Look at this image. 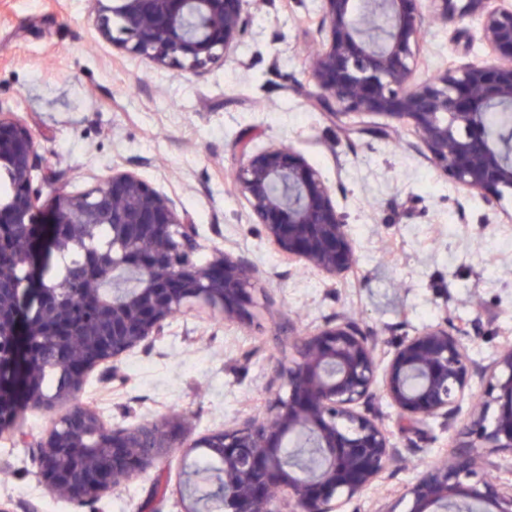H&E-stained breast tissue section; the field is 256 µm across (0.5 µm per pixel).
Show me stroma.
I'll use <instances>...</instances> for the list:
<instances>
[{
	"mask_svg": "<svg viewBox=\"0 0 512 512\" xmlns=\"http://www.w3.org/2000/svg\"><path fill=\"white\" fill-rule=\"evenodd\" d=\"M320 0H250V26L221 66L189 70L138 61L102 38L91 0H0V114L32 132L41 162L32 183L42 204L78 194L113 170L138 174L196 224V262L223 249L258 269L250 325L183 312L163 336L118 363L90 370L80 402L106 426H175L176 448L88 504L50 493L34 440L53 416L27 410L0 434V502L11 512H183L196 499L189 476L195 439L259 411L279 360L297 336L343 315L385 351L442 322L463 327L484 365L512 337V190L487 203L425 158L410 128L361 115L337 123L313 96L308 17ZM490 50L475 18L427 21L416 74L481 63ZM292 147L331 186L349 225L357 266L336 281L283 261L232 186L242 152ZM373 411L410 458L343 512H381L414 482L417 466L450 452L456 431L440 419L404 428L378 398Z\"/></svg>",
	"mask_w": 512,
	"mask_h": 512,
	"instance_id": "35a3bbf8",
	"label": "stroma"
}]
</instances>
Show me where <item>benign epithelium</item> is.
Instances as JSON below:
<instances>
[{
  "instance_id": "1",
  "label": "benign epithelium",
  "mask_w": 512,
  "mask_h": 512,
  "mask_svg": "<svg viewBox=\"0 0 512 512\" xmlns=\"http://www.w3.org/2000/svg\"><path fill=\"white\" fill-rule=\"evenodd\" d=\"M321 48L309 59V76L319 99L337 118L350 114L386 117L412 126L437 171L485 197L501 198L512 187V164L492 145L481 118L495 105H512V0H466L460 18L480 20L486 61L459 64L421 82L414 59L426 18L419 0H388L390 34L380 46L362 35L370 18L357 15L356 0H322ZM248 0H122L123 38L117 47L159 67L188 66L194 72L220 63L250 23ZM112 7L97 17L99 34L112 39ZM41 160L38 145L22 123L0 116V167L10 171L13 189L0 202V224H43L55 229L47 251L59 252L82 236L86 224L112 214L114 235L127 244L120 258L95 253L87 265L94 280L121 267L139 286L100 302L103 332H85L84 346L70 349L69 383L48 394L32 377L28 344H67L57 324L79 298L72 288L50 289L43 275L26 267L23 287L0 293V363L14 374L16 392L28 405L51 411L70 405L35 449L39 476L49 489L78 502L97 500L167 454L177 439L165 422L112 430V439L90 448L85 438L107 434L100 417L79 403L87 371L117 363L139 344L164 334L178 311L198 306L224 322L253 319L252 290L259 272L244 256L215 252L206 265L190 259L196 227L175 202L138 175L116 170L94 189L60 194L38 205L31 174ZM232 182L253 223L288 260L334 279L356 263L355 246L328 184L295 150L271 145L242 154ZM296 354L279 361L276 378L288 397L276 394L265 413L250 415L190 444L204 448L220 465L224 512H341L378 481L396 461H407L372 412L377 396L388 399L410 422L439 418L453 423L470 394L475 365L462 336L438 324L402 340L392 352L379 348L372 333L348 318L297 338ZM479 399L469 402V419L444 460L422 469L399 500L406 512H443L471 503L480 512H512V342L501 345L480 370ZM16 422L13 403L0 397V432ZM308 434L319 448L313 470L282 458L288 440Z\"/></svg>"
}]
</instances>
